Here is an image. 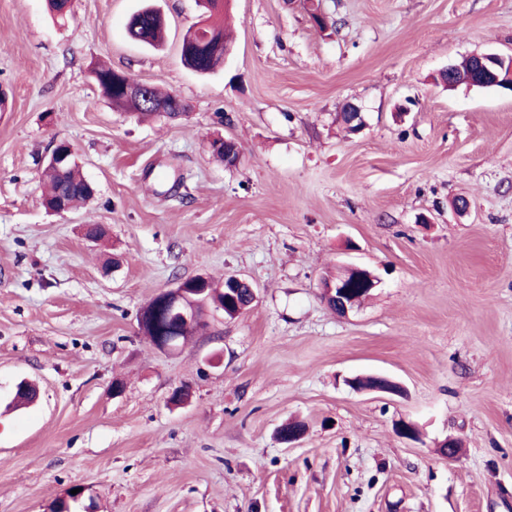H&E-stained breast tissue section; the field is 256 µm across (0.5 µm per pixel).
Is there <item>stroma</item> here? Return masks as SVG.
<instances>
[{
    "label": "stroma",
    "mask_w": 512,
    "mask_h": 512,
    "mask_svg": "<svg viewBox=\"0 0 512 512\" xmlns=\"http://www.w3.org/2000/svg\"><path fill=\"white\" fill-rule=\"evenodd\" d=\"M142 4L71 0L62 26L0 0V512L75 487L72 512H512V91L439 78L512 58V0H322L323 31L303 0H230L209 75L181 60L197 0H152L156 49L126 35ZM98 61L187 114L114 110ZM61 141L95 196L59 215L39 178ZM346 264L380 283L341 316L323 283ZM230 275L259 290L238 318L205 308L171 352L141 334L161 290ZM366 375L403 391L349 385ZM23 379L38 401L7 410Z\"/></svg>",
    "instance_id": "1"
}]
</instances>
